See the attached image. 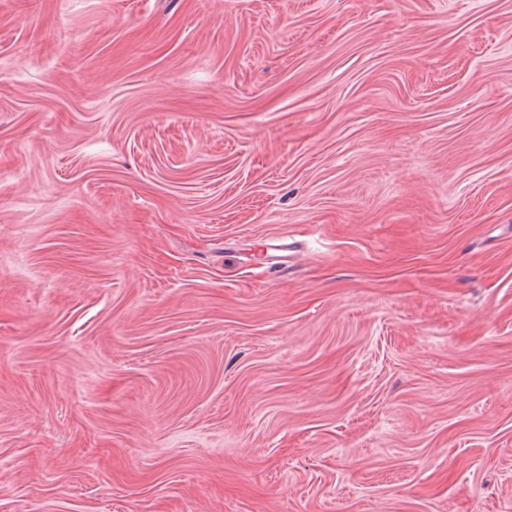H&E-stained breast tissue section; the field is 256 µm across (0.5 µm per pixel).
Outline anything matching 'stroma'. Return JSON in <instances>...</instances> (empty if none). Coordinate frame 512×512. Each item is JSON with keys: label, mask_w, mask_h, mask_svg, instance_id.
<instances>
[{"label": "stroma", "mask_w": 512, "mask_h": 512, "mask_svg": "<svg viewBox=\"0 0 512 512\" xmlns=\"http://www.w3.org/2000/svg\"><path fill=\"white\" fill-rule=\"evenodd\" d=\"M0 512H512V0H0Z\"/></svg>", "instance_id": "1"}]
</instances>
